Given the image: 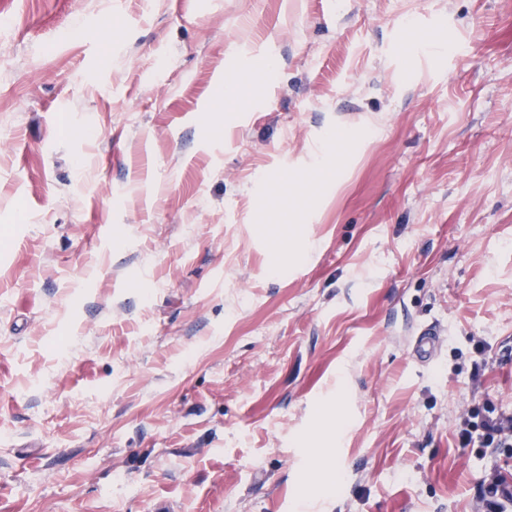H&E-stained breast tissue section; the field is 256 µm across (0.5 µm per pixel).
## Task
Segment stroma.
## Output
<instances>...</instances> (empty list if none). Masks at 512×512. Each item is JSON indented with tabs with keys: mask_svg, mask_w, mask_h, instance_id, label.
I'll list each match as a JSON object with an SVG mask.
<instances>
[{
	"mask_svg": "<svg viewBox=\"0 0 512 512\" xmlns=\"http://www.w3.org/2000/svg\"><path fill=\"white\" fill-rule=\"evenodd\" d=\"M1 19L0 512H481L512 456L455 433L512 412V0ZM222 83L227 102L241 104L246 100L248 79L245 75L239 77L238 73H225ZM440 346L439 333L431 325H426L416 334L413 355L419 363L426 364L435 358ZM456 435L463 448L475 443L481 448H511L512 414L500 411L489 397L472 401L460 414Z\"/></svg>",
	"mask_w": 512,
	"mask_h": 512,
	"instance_id": "35a3bbf8",
	"label": "stroma"
}]
</instances>
